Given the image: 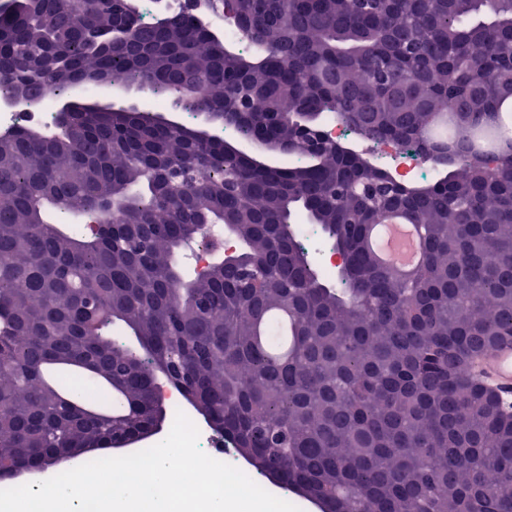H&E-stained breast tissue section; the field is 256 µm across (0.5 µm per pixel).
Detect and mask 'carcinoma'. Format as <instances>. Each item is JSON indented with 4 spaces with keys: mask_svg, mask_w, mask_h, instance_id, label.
Returning <instances> with one entry per match:
<instances>
[{
    "mask_svg": "<svg viewBox=\"0 0 512 512\" xmlns=\"http://www.w3.org/2000/svg\"><path fill=\"white\" fill-rule=\"evenodd\" d=\"M258 50L226 49L187 15L132 55L98 0H6L0 81L191 82L188 99L288 148L328 112L365 139L431 151L450 117L454 158L421 191L376 204L388 175L351 152L260 167L162 120L68 112L76 139L0 134V481L67 454L100 459L114 432L152 425L151 379L172 382L258 475L322 512H512V413L470 367L512 329V157L470 137L512 107V0H243ZM423 226L424 263L383 267L381 212ZM53 212L98 214L77 236ZM305 214L344 253L333 279L305 260ZM209 224L241 249L186 276ZM124 235L127 245L114 247ZM121 326L144 351L107 337Z\"/></svg>",
    "mask_w": 512,
    "mask_h": 512,
    "instance_id": "obj_1",
    "label": "carcinoma"
}]
</instances>
